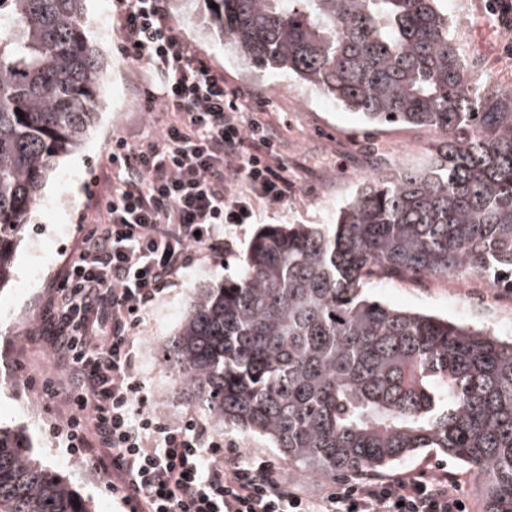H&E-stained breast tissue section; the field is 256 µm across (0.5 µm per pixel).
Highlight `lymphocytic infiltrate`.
I'll return each mask as SVG.
<instances>
[{
  "label": "lymphocytic infiltrate",
  "mask_w": 512,
  "mask_h": 512,
  "mask_svg": "<svg viewBox=\"0 0 512 512\" xmlns=\"http://www.w3.org/2000/svg\"><path fill=\"white\" fill-rule=\"evenodd\" d=\"M121 53L149 72L167 112L159 137H120L107 155L112 193L68 258L44 321L60 375L30 388L64 395L53 436L109 472L130 512H459L447 472L426 468L304 496L269 460L242 457L193 418L162 422L135 370L143 314L179 273L224 251L231 226L287 203L288 161L267 121L243 119L234 90L181 38L164 0H115Z\"/></svg>",
  "instance_id": "f902f5d3"
}]
</instances>
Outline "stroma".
Masks as SVG:
<instances>
[{"label": "stroma", "mask_w": 512, "mask_h": 512, "mask_svg": "<svg viewBox=\"0 0 512 512\" xmlns=\"http://www.w3.org/2000/svg\"><path fill=\"white\" fill-rule=\"evenodd\" d=\"M180 36L241 92V107H263L275 134L284 145L288 176L294 192L287 204L265 207L257 223L231 227L228 248L193 262L175 285L142 317L136 367L152 396L161 421L176 424L191 416L209 433L223 436L242 455L258 453L273 462L281 456L268 439L224 427L210 412L187 399L177 373L163 351L177 332L194 291L220 288L238 276L249 244L264 224H330L352 197L359 179L424 166L440 140L435 131L394 124H361L338 104L312 87L278 71L251 72L240 64L229 46L200 23L205 0H165ZM89 27L111 67L109 83L101 91L103 106L83 148L60 159L42 192L40 205L31 211L16 249L14 277L0 290V424L29 432L42 464L93 502L96 512H116L105 489L107 475L91 462L71 456L48 431L59 419V402L38 397L24 383L25 370L48 373L50 361L44 341L34 339L32 326L40 322L63 267L82 236L92 228L95 198L112 189L107 154L113 140L125 137L144 142L158 137L162 114L146 102L147 83L142 68L124 60L120 50L112 0H90ZM495 16L481 11L469 27L454 26L463 56L475 59L499 86L512 87V46L501 34ZM374 297L391 305L429 312L465 324H481L512 335V294L475 281L468 271L444 277L375 280ZM36 402L38 424H28L23 406ZM440 465L454 477L471 505L484 512L483 485L468 468L450 463L447 455L429 448L406 459L400 472Z\"/></svg>", "instance_id": "obj_1"}]
</instances>
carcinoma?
<instances>
[{
  "label": "carcinoma",
  "instance_id": "carcinoma-1",
  "mask_svg": "<svg viewBox=\"0 0 512 512\" xmlns=\"http://www.w3.org/2000/svg\"><path fill=\"white\" fill-rule=\"evenodd\" d=\"M208 2L204 23L247 67L442 140L424 167L362 179L331 227L264 226L236 278L191 298L165 362L290 472L358 477L437 448L482 477L484 512H512V339L367 294L464 267L512 290V91L472 96L446 0ZM87 23L86 0H0V287L100 111L108 60ZM0 512L93 508L0 427Z\"/></svg>",
  "mask_w": 512,
  "mask_h": 512
}]
</instances>
